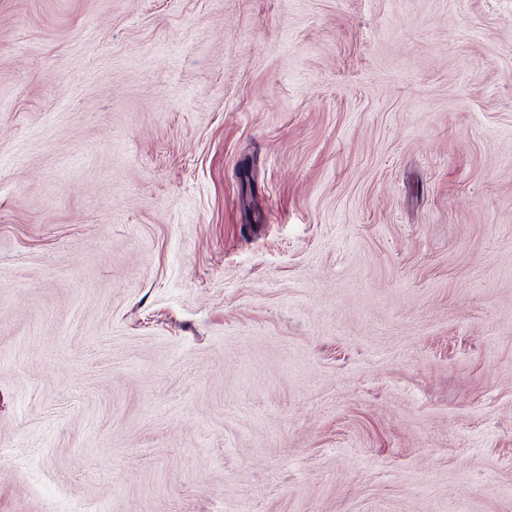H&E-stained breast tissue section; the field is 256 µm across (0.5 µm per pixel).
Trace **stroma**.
Instances as JSON below:
<instances>
[{
	"label": "stroma",
	"mask_w": 512,
	"mask_h": 512,
	"mask_svg": "<svg viewBox=\"0 0 512 512\" xmlns=\"http://www.w3.org/2000/svg\"><path fill=\"white\" fill-rule=\"evenodd\" d=\"M512 512V0H0V512Z\"/></svg>",
	"instance_id": "obj_1"
}]
</instances>
